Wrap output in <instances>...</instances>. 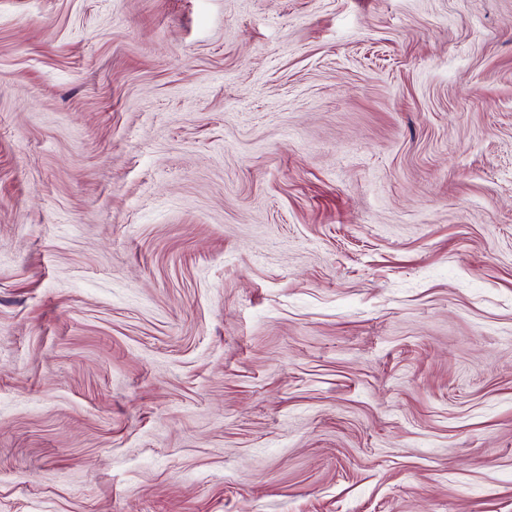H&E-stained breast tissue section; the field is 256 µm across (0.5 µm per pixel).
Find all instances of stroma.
I'll use <instances>...</instances> for the list:
<instances>
[{"label": "stroma", "instance_id": "35a3bbf8", "mask_svg": "<svg viewBox=\"0 0 512 512\" xmlns=\"http://www.w3.org/2000/svg\"><path fill=\"white\" fill-rule=\"evenodd\" d=\"M0 512H512V0H0Z\"/></svg>", "mask_w": 512, "mask_h": 512}]
</instances>
